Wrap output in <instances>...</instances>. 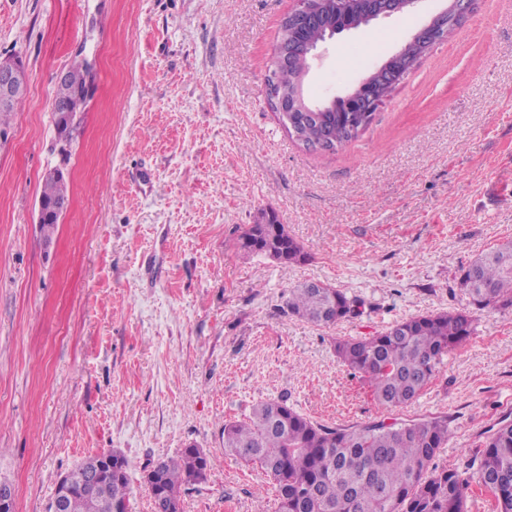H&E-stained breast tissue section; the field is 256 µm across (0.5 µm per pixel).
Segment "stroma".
<instances>
[{"instance_id":"stroma-1","label":"stroma","mask_w":512,"mask_h":512,"mask_svg":"<svg viewBox=\"0 0 512 512\" xmlns=\"http://www.w3.org/2000/svg\"><path fill=\"white\" fill-rule=\"evenodd\" d=\"M292 5L0 0V58H20L28 80L0 145V480L15 512H46L61 475L112 449L129 462L131 512H153L145 471L191 444L214 466L182 512H273L272 482L222 439L262 400L336 428L447 417L440 469H465L512 417V311L476 313L472 336L401 408L374 401L333 347L467 307L462 268L512 238V0H477L333 153L304 149L265 99ZM444 5L420 0L328 40L307 96L355 86ZM80 56L96 90L47 245L37 209L59 163L56 76ZM142 168L150 184L132 181ZM270 211L305 262L241 250L242 230ZM304 282L362 298L363 315L323 327L284 313Z\"/></svg>"}]
</instances>
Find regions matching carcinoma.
I'll use <instances>...</instances> for the list:
<instances>
[{"label": "carcinoma", "instance_id": "carcinoma-1", "mask_svg": "<svg viewBox=\"0 0 512 512\" xmlns=\"http://www.w3.org/2000/svg\"><path fill=\"white\" fill-rule=\"evenodd\" d=\"M371 7L352 0L348 18L335 15L340 28ZM288 88L303 83L293 64L266 76ZM288 133L305 148L328 132L324 150L335 152L361 131L346 127L344 112H314ZM67 179L44 178L40 202L48 209L69 201ZM247 253H262L282 263H301L307 254L275 216L249 224L239 237ZM460 290L469 307L402 320L363 339H339L335 351L352 374L364 380L373 399L386 408L415 400L439 372L448 352L473 333L477 311L512 310V239L472 260L462 270ZM283 310L316 325L330 326L364 313V302L323 283H304L288 291ZM224 454L260 467L276 489V512H465L471 485L493 491L496 512H512V420L487 435L471 471L431 466L448 441V419L383 421L350 428L327 427L288 407L284 399L256 403L240 420L223 426ZM120 471L101 473L98 493L75 491L63 512H110L113 502L129 504L130 481L125 456L115 451ZM210 456L192 444L175 459L161 461L144 475L154 512H182L181 489L206 480Z\"/></svg>", "mask_w": 512, "mask_h": 512}]
</instances>
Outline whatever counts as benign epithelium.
<instances>
[{
  "instance_id": "7a95c632",
  "label": "benign epithelium",
  "mask_w": 512,
  "mask_h": 512,
  "mask_svg": "<svg viewBox=\"0 0 512 512\" xmlns=\"http://www.w3.org/2000/svg\"><path fill=\"white\" fill-rule=\"evenodd\" d=\"M294 7L288 12L289 34L291 40L288 47L274 48L272 63L277 68L286 67L294 60L299 61L303 71H308L310 61L315 57L318 46L326 40L333 38L335 30L329 28L323 37L313 43L301 44L299 36L303 30L316 21L321 10V0H293ZM421 0H386L380 9L375 10L355 24L352 23L344 28V31H358L370 26L374 21L381 18H388L395 14L414 9ZM474 0H446V5L441 11L430 18L416 33L409 42L398 52L391 56V59L399 61V66L394 68L398 73V79L391 83L398 86L408 76V72L416 67L421 59L419 55H412L411 48H428L429 45H436L447 38L449 21L465 19L472 13ZM89 79L84 87L72 88L68 85L67 73L62 72L57 76L56 92L53 98V109L57 110L63 106L62 100L88 101L94 86L95 68L93 62H88ZM388 64L384 63L376 67L369 75L364 77L354 88L342 95H337L322 105L311 104L304 96L302 88L298 87L293 91H286L278 96L277 107L280 112H327L336 109V106L345 104L347 112H376L382 105L378 95L379 87L388 84ZM28 82L23 64L17 59H0V107H9L18 101L26 98ZM72 123L62 125L56 130V138L59 150H67L69 138L75 134V127L78 123L76 116H71ZM76 487L89 489L93 484L87 481L75 485L72 480L59 479L56 485L54 498L49 507V512H61L66 496Z\"/></svg>"
}]
</instances>
